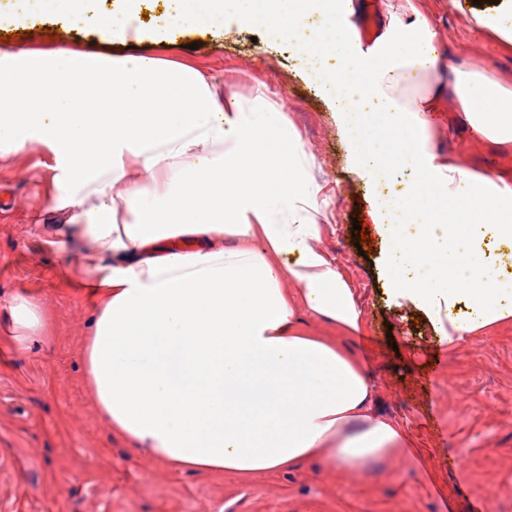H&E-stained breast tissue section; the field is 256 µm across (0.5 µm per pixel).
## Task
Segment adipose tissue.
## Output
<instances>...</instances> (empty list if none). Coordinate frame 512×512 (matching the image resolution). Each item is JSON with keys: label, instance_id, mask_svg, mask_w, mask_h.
I'll use <instances>...</instances> for the list:
<instances>
[{"label": "adipose tissue", "instance_id": "ef3b65f1", "mask_svg": "<svg viewBox=\"0 0 512 512\" xmlns=\"http://www.w3.org/2000/svg\"><path fill=\"white\" fill-rule=\"evenodd\" d=\"M142 0L97 15L99 36L141 35ZM93 0H0V24L35 13L82 26ZM512 53V0H449ZM157 28L259 26L292 44L330 94L377 218L402 226L386 278L457 346L512 321V182L427 151L442 91L475 139L512 147V85L481 68L433 81L435 34L389 15L362 46L348 0H161ZM53 156L41 241L72 248L95 293L82 358L114 436L176 471L245 477L318 460L359 478L403 454L397 420L372 407L347 344L362 309L318 245L324 203L313 154L275 107L222 103L205 77L149 56L0 52V150ZM19 342L40 304H8ZM312 316L336 329L317 336Z\"/></svg>", "mask_w": 512, "mask_h": 512}]
</instances>
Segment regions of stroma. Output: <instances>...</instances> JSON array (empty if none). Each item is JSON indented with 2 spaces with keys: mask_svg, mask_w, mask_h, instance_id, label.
Segmentation results:
<instances>
[{
  "mask_svg": "<svg viewBox=\"0 0 512 512\" xmlns=\"http://www.w3.org/2000/svg\"><path fill=\"white\" fill-rule=\"evenodd\" d=\"M371 39L386 12L417 10L430 23L447 82L454 67H478L512 82V55L471 30L448 0H360ZM67 50L126 58L148 55L202 73L225 99L258 97L287 113L330 200L321 249L350 287L363 323L352 340L374 383L375 406L415 445L410 461H381L356 481L315 462L273 474L181 473L112 438L84 381L82 347L89 297L74 257L41 247L37 225L50 219L52 157L29 144L0 156V512H512V323L455 347L441 343L421 309L386 288L389 239L371 221L373 200L351 166L324 92L309 82L288 44L269 46L264 29L162 32L144 27L133 42H107L95 21L74 29L51 18L0 25V51ZM430 152L462 158L479 171L512 178V150L471 136L451 96ZM369 222L372 253L360 255L352 220ZM41 303V337L17 343L6 303Z\"/></svg>",
  "mask_w": 512,
  "mask_h": 512,
  "instance_id": "35a3bbf8",
  "label": "stroma"
}]
</instances>
